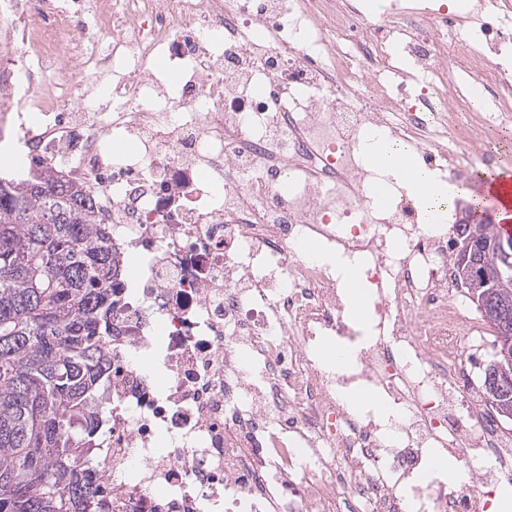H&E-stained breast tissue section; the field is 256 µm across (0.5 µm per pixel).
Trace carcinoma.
I'll return each mask as SVG.
<instances>
[{
	"mask_svg": "<svg viewBox=\"0 0 512 512\" xmlns=\"http://www.w3.org/2000/svg\"><path fill=\"white\" fill-rule=\"evenodd\" d=\"M464 234L490 250L501 236ZM121 273L83 186L39 162L0 177V512H94L85 474Z\"/></svg>",
	"mask_w": 512,
	"mask_h": 512,
	"instance_id": "1",
	"label": "carcinoma"
}]
</instances>
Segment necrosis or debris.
Returning <instances> with one entry per match:
<instances>
[{"mask_svg": "<svg viewBox=\"0 0 512 512\" xmlns=\"http://www.w3.org/2000/svg\"><path fill=\"white\" fill-rule=\"evenodd\" d=\"M379 2L0 0V138L87 187L135 271L103 344L99 512H488L512 483L448 234L404 190L374 207L362 153L386 134L457 186L492 165L512 0ZM309 241L355 267L367 323ZM436 452L496 465L452 487L421 473Z\"/></svg>", "mask_w": 512, "mask_h": 512, "instance_id": "4bbe7bcc", "label": "necrosis or debris"}]
</instances>
